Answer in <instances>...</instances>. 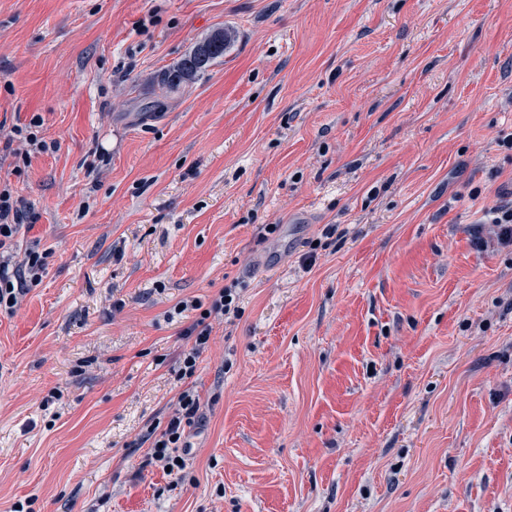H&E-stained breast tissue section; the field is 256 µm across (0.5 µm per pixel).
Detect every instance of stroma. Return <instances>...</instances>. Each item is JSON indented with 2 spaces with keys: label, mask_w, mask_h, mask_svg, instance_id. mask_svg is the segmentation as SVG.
I'll list each match as a JSON object with an SVG mask.
<instances>
[{
  "label": "stroma",
  "mask_w": 512,
  "mask_h": 512,
  "mask_svg": "<svg viewBox=\"0 0 512 512\" xmlns=\"http://www.w3.org/2000/svg\"><path fill=\"white\" fill-rule=\"evenodd\" d=\"M36 117L52 150L0 162L50 251L0 313V512H512V247L474 244L512 0H0V127ZM232 284L177 382L169 312ZM187 385L175 487L135 442ZM228 47L229 37L223 29L211 34L176 66L161 72L158 76L160 85L176 91L183 85L193 83L200 74L224 57Z\"/></svg>",
  "instance_id": "stroma-1"
}]
</instances>
